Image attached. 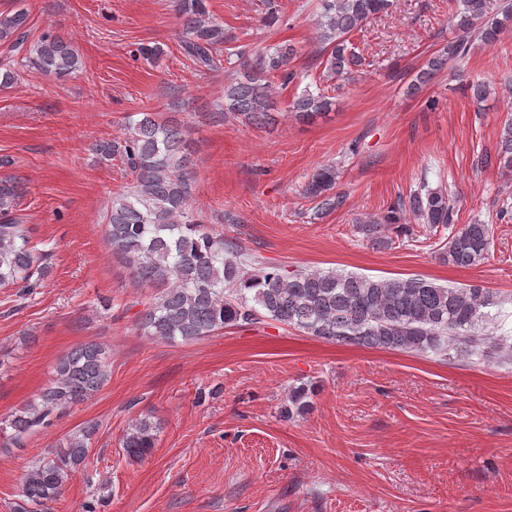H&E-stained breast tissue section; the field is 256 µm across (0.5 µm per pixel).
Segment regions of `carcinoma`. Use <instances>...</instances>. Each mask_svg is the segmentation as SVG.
Wrapping results in <instances>:
<instances>
[{"label": "carcinoma", "mask_w": 512, "mask_h": 512, "mask_svg": "<svg viewBox=\"0 0 512 512\" xmlns=\"http://www.w3.org/2000/svg\"><path fill=\"white\" fill-rule=\"evenodd\" d=\"M394 0H322L317 38L329 77L347 78L360 59L351 48L352 34ZM458 26L463 35L448 42L427 62L410 84L417 90L448 62L466 57L476 41L495 42L512 28V0H460ZM261 22L273 26L283 17L278 0H264ZM181 47L199 70H215L237 62L240 76L224 85V112L248 123L263 124L275 110L273 85L296 78L298 51L278 44L273 51L247 56L245 46L226 35L224 23L210 14L205 0H177ZM27 11L0 18V41L25 46V67L40 74L65 78L79 69L71 43L52 31L25 43ZM332 98L304 91L292 102L298 119L310 122L328 114ZM129 133L102 137L92 147L97 162L119 161L132 184L112 201L105 215L109 250L141 284L158 289L142 313L139 327L149 336L188 342L226 327L274 321L311 336L337 343L403 353L428 352L459 358L475 353L472 333L488 324L497 294L478 285L450 288L421 275L373 279L333 270L286 273L263 263L207 228L189 210L193 176L189 171L188 126L178 120L162 122L154 112L128 117ZM482 167L496 166L512 173V118L504 121L495 151H485ZM338 171L319 168L305 186V197L316 202L314 216L339 208L344 196L334 192ZM23 187L15 177L0 180V287L31 292L42 287L50 271L51 253L33 244L31 228L16 213ZM412 214L424 226L454 223V200L447 191L424 185L410 196ZM404 233L395 211L360 225L366 237L382 239V225ZM491 226L466 224L440 248L442 261L461 268L477 266L490 249ZM109 352L101 344L86 343L59 359L54 378L36 397L0 422V445L19 446L51 425L76 404L99 392L109 381ZM314 389L304 384L288 389L281 414L290 419L311 408ZM92 424L60 443L52 457H44L21 480L28 503L45 507L56 501L71 476L85 466ZM159 425L145 414L129 425L122 448L127 458L148 456Z\"/></svg>", "instance_id": "cac0c4a2"}]
</instances>
